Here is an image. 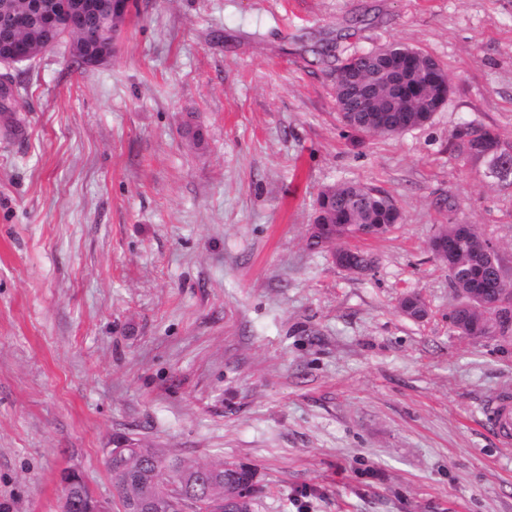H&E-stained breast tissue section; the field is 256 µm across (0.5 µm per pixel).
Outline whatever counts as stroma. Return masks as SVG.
Listing matches in <instances>:
<instances>
[{
	"mask_svg": "<svg viewBox=\"0 0 512 512\" xmlns=\"http://www.w3.org/2000/svg\"><path fill=\"white\" fill-rule=\"evenodd\" d=\"M435 59L447 103L394 136L346 127L345 58ZM0 112V512H57L64 469L111 498L124 436L258 471L252 512H512V447L482 406L512 344L453 335L429 244L476 225L512 272V178L454 151L512 145V0H138L111 61L57 44ZM203 131L201 145L183 133ZM401 221L310 248L325 186ZM428 316H402V294ZM450 139L454 148L460 154L466 155L471 160L482 159L477 153L472 151V146L476 141H485L489 148L496 147L497 151L492 153V149L483 152V157L488 158L489 162L494 160V164L500 166L497 176L506 179L512 176V146L504 145L498 137L488 128L478 126L472 123H464L456 127L450 134ZM355 250V251H354ZM352 252L346 254V251L344 250H338L335 252V262L336 265L340 268L348 271L351 274L354 275H365L368 273L371 268L367 266H356V265H363V264H370L373 266L374 260L371 254L367 251L360 250V249H354ZM349 261L354 264L352 265L349 263Z\"/></svg>",
	"mask_w": 512,
	"mask_h": 512,
	"instance_id": "stroma-1",
	"label": "stroma"
}]
</instances>
